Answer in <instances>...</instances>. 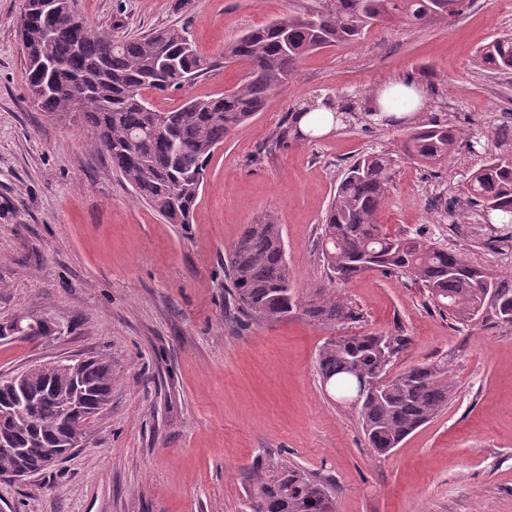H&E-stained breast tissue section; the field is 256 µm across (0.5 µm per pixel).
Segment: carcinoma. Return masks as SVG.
Wrapping results in <instances>:
<instances>
[{"instance_id":"1","label":"carcinoma","mask_w":512,"mask_h":512,"mask_svg":"<svg viewBox=\"0 0 512 512\" xmlns=\"http://www.w3.org/2000/svg\"><path fill=\"white\" fill-rule=\"evenodd\" d=\"M303 13L272 20L224 44V63H238L246 75L238 86L207 99L189 98L169 112L154 109L145 96L185 89L206 70L185 28L150 30L129 39L92 32L80 44L56 39L44 50L39 35L52 18L44 0H24L23 38L29 91L53 117H70L94 130L91 146L107 155L137 199L170 224H190L210 158L224 138L266 109L291 80L297 63L322 48L350 43L376 24L421 25L448 22L468 0H319ZM478 62L491 73L512 74V36L497 38L479 51ZM83 92L74 111L71 91ZM458 135L446 124L412 130L405 155L423 164L448 159ZM394 160L373 153L348 167L329 203L321 254L330 282H345L372 270L409 276L439 311L463 322L489 314L512 325V286L494 280L417 233L388 234L378 215L384 208ZM449 217L464 224L469 210L512 224V157L493 154L471 173L455 198ZM227 278L233 300L247 316L277 323L298 314L334 329L357 322L359 312L334 288L308 294L294 287L286 261L283 229L267 215L247 225L234 244ZM406 339L392 333L330 336L318 353L321 378L336 398L357 394L362 376L390 373ZM112 363L105 357L74 362L45 361L15 375L0 377V474L43 470V452L87 435L88 418L112 401ZM34 400L30 423L6 414L17 393ZM448 367L417 365L366 393L357 408L373 451L390 453L414 430L437 415L452 396ZM71 399L87 411L59 416ZM335 512L333 497L304 470L264 462L247 479L245 512H318L322 502Z\"/></svg>"}]
</instances>
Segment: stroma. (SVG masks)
I'll return each instance as SVG.
<instances>
[{
	"label": "stroma",
	"mask_w": 512,
	"mask_h": 512,
	"mask_svg": "<svg viewBox=\"0 0 512 512\" xmlns=\"http://www.w3.org/2000/svg\"><path fill=\"white\" fill-rule=\"evenodd\" d=\"M314 0H78L90 29L128 38L186 28L205 73L153 96L156 110L236 86L225 42ZM23 0H0V324L49 320L51 336L0 339V374L51 359L104 356L112 403L86 442L58 465L0 478V512H241L243 476L274 459L300 467L335 496L336 512H512V325L489 316L463 325L436 311L401 274L367 272L339 285L362 314L345 334L399 332L393 373L444 362L447 407L390 454L377 456L356 409L321 385L317 355L329 332L294 318L258 322L227 293L224 266L246 225L272 214L283 228L297 288L328 287L318 241L346 169L385 152L394 160L380 222L427 231L494 279L512 283L508 230L481 214L454 225L444 208L512 124V76L483 71L484 44L512 35V0H471L448 23L385 24L313 53L266 111L214 152L193 220L170 224L139 202L92 130L48 116L28 90L18 27ZM426 88L421 110L390 124L352 119L321 137L288 129L291 112L329 99L366 108L379 84ZM448 122L459 134L445 164L402 152L410 128ZM286 131L280 146L266 148ZM488 149V150H489Z\"/></svg>",
	"instance_id": "stroma-1"
}]
</instances>
